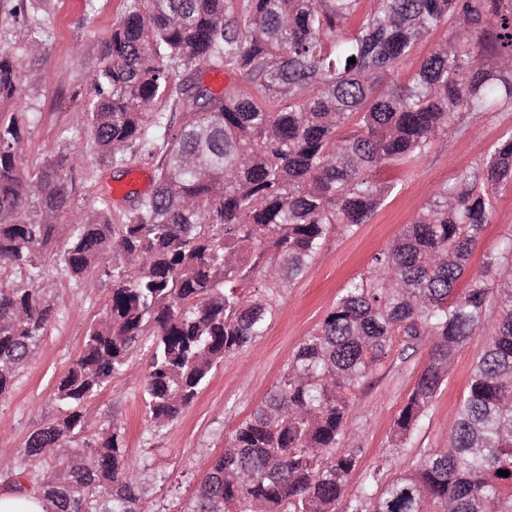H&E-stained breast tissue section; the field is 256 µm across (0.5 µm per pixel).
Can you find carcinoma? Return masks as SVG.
Segmentation results:
<instances>
[{"label": "carcinoma", "instance_id": "carcinoma-1", "mask_svg": "<svg viewBox=\"0 0 512 512\" xmlns=\"http://www.w3.org/2000/svg\"><path fill=\"white\" fill-rule=\"evenodd\" d=\"M376 2L363 13L360 0H126L89 69L80 118L118 175L153 160L155 187L117 218L102 199L65 240L60 221L74 205L65 172L83 155L63 150L29 164L32 115L0 110V273L21 276L0 281V398L55 317L46 264L78 287H91L100 269L111 282L104 317L57 384L62 415L15 456H0L12 486L37 490L48 512H156L127 463L123 427L81 439L88 400L128 374L144 346L151 430L177 420L224 357L264 334L269 290L305 272L330 227L368 223L394 193L374 170L426 155L461 112L512 107V0ZM448 22L451 35L411 82L389 84ZM198 65L239 73L250 88L215 94L189 75ZM20 81L1 49L0 104ZM507 185L512 133L477 170L436 189L347 285L182 512H512V265L489 255L455 292ZM480 331L490 338L448 447L421 451L385 483L369 473L348 494V414L394 338L430 344L394 422L400 446Z\"/></svg>", "mask_w": 512, "mask_h": 512}]
</instances>
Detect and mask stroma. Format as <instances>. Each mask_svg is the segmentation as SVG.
<instances>
[{"label": "stroma", "instance_id": "obj_1", "mask_svg": "<svg viewBox=\"0 0 512 512\" xmlns=\"http://www.w3.org/2000/svg\"><path fill=\"white\" fill-rule=\"evenodd\" d=\"M126 0H95L86 10L84 0H44L52 22L51 36L39 53H31L19 38V27L7 20L0 0V49H10L21 72V85L7 108L31 112L35 120L24 132L30 163L41 164L58 151L77 147L84 152V167L68 173L74 191V217L94 210L100 197L113 187L147 195L134 175L114 179L111 167L100 159L87 133L78 125L88 97L84 72L100 58L112 22L125 9ZM464 134L449 132L438 138L429 153L410 165L386 164L375 178L395 184V192L374 218L347 230L329 229L309 269L290 287L274 289V309L264 336L242 351L225 357L207 385L180 417L153 433L142 402V383L117 377L90 399V421L85 438H93L109 423L124 427L126 454L131 469L141 472L149 499L158 512H176L187 503L208 472L207 459L198 448L219 454L232 430L265 399L294 351L335 305L344 288L366 273L374 256L410 223L426 205L431 192L472 171L491 146L512 132V110L463 113ZM512 236V188L499 190L489 224L475 246L470 269H478L486 255L501 254ZM109 282L100 277L94 287L73 285L56 274L48 291L56 317L40 342L32 361L20 370L9 396L0 400V455L17 453L28 435L59 415L53 395L59 379L79 354L89 325L103 315ZM477 335L457 351L447 382L441 387L408 443L392 448L394 420L424 369L429 346L406 353L391 352L359 394L348 418L351 435L346 449L355 451L358 464L348 491L356 493L365 474L380 471L389 478L408 469L426 448L448 445L460 400L467 392L476 355L484 342Z\"/></svg>", "mask_w": 512, "mask_h": 512}]
</instances>
